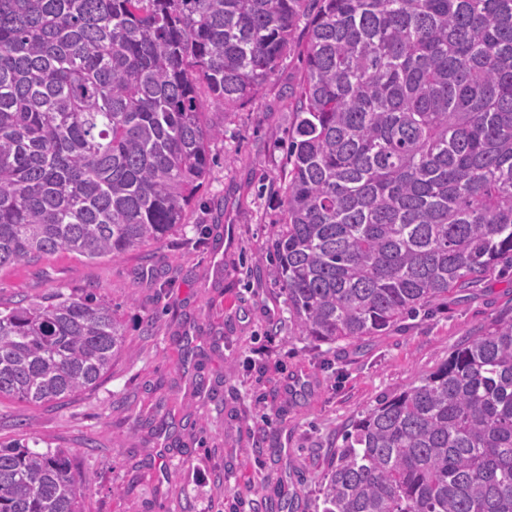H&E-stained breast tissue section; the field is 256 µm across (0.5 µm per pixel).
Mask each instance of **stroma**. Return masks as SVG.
<instances>
[{"label":"stroma","instance_id":"obj_1","mask_svg":"<svg viewBox=\"0 0 512 512\" xmlns=\"http://www.w3.org/2000/svg\"><path fill=\"white\" fill-rule=\"evenodd\" d=\"M305 43L301 24L251 103L208 111L224 136L176 232L117 260L60 251L0 274L1 305L90 290L124 321V348L95 390L64 404L0 399V441L69 450L85 512H229L237 498L270 512L282 489L295 512H321L328 452L350 420L512 313L509 271L359 347L289 336L280 285L249 269L281 218ZM276 442L278 456L267 449Z\"/></svg>","mask_w":512,"mask_h":512}]
</instances>
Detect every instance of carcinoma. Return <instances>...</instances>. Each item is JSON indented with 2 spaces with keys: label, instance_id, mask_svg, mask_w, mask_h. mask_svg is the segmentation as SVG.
Instances as JSON below:
<instances>
[{
  "label": "carcinoma",
  "instance_id": "1",
  "mask_svg": "<svg viewBox=\"0 0 512 512\" xmlns=\"http://www.w3.org/2000/svg\"><path fill=\"white\" fill-rule=\"evenodd\" d=\"M306 20L269 274L291 335L380 336L512 269V0H0V272L185 223L199 88L252 101ZM125 343L88 293L0 307V398L62 403ZM0 442V512H83L68 454ZM322 512H512V314L353 418Z\"/></svg>",
  "mask_w": 512,
  "mask_h": 512
}]
</instances>
